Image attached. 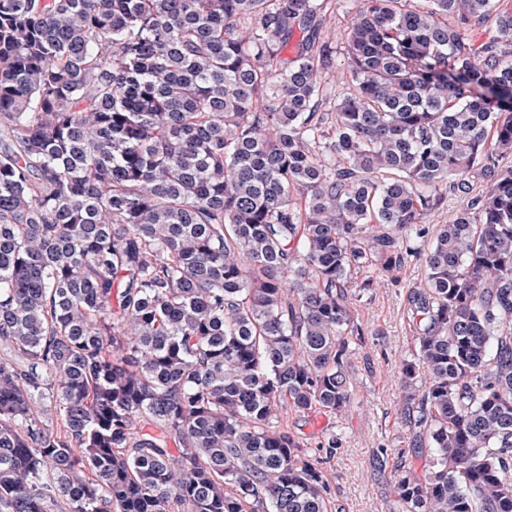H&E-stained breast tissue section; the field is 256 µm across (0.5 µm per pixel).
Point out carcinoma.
<instances>
[{"instance_id": "obj_1", "label": "carcinoma", "mask_w": 512, "mask_h": 512, "mask_svg": "<svg viewBox=\"0 0 512 512\" xmlns=\"http://www.w3.org/2000/svg\"><path fill=\"white\" fill-rule=\"evenodd\" d=\"M327 2L0 0V512H333L281 412L342 415L351 272L476 178L390 512H512V7L364 0L332 100Z\"/></svg>"}]
</instances>
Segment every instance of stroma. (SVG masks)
I'll return each instance as SVG.
<instances>
[{
  "instance_id": "obj_1",
  "label": "stroma",
  "mask_w": 512,
  "mask_h": 512,
  "mask_svg": "<svg viewBox=\"0 0 512 512\" xmlns=\"http://www.w3.org/2000/svg\"><path fill=\"white\" fill-rule=\"evenodd\" d=\"M431 238L410 240L409 256L397 280L380 279L363 292L355 317L363 331L352 360V401L345 416L284 410L280 423L300 440L315 443L341 433L343 444L324 465L334 503L342 512H388L393 499L391 466H378L379 448L397 452L409 444V428L400 412V366L415 354L414 325L407 294L426 275Z\"/></svg>"
}]
</instances>
